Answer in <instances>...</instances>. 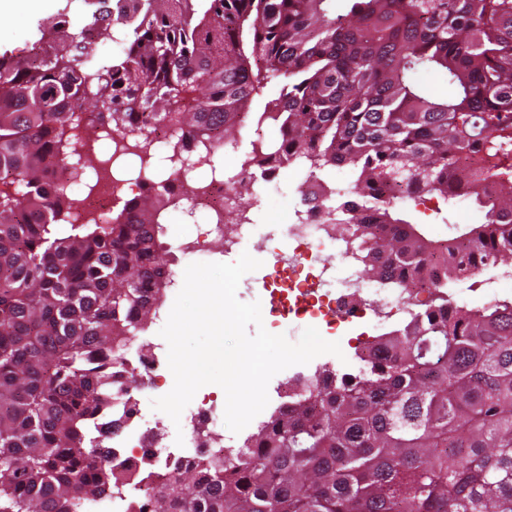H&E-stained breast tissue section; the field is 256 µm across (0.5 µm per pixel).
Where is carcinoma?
<instances>
[{"instance_id":"carcinoma-1","label":"carcinoma","mask_w":512,"mask_h":512,"mask_svg":"<svg viewBox=\"0 0 512 512\" xmlns=\"http://www.w3.org/2000/svg\"><path fill=\"white\" fill-rule=\"evenodd\" d=\"M333 2L98 0L80 32L48 18L36 52L0 55V512L112 491L92 458L117 364L170 283L160 217L185 196L147 189L78 224L76 145L106 125L145 152L164 125V174L187 172L182 136L214 150L257 97L278 136L243 166L352 168L336 221L363 273L430 298L354 370L296 381L242 448L177 473L159 512H512V303L442 294L512 260V0ZM426 69L451 96L428 95ZM401 184L486 222L429 239L380 195Z\"/></svg>"}]
</instances>
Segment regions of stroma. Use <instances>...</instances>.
Segmentation results:
<instances>
[{
	"instance_id": "stroma-1",
	"label": "stroma",
	"mask_w": 512,
	"mask_h": 512,
	"mask_svg": "<svg viewBox=\"0 0 512 512\" xmlns=\"http://www.w3.org/2000/svg\"><path fill=\"white\" fill-rule=\"evenodd\" d=\"M96 5L94 0H42L37 11L18 8L12 12L0 14V52H8L14 58L28 56L33 44L39 37V26L49 17H63L70 30H81L92 19ZM188 201H181L178 206L170 208L162 217L163 232L161 240L169 251L170 267L173 271L174 284L164 291L158 314L152 317L145 325L143 333L155 336L160 332L161 318L167 315L177 296V290L182 287L184 271L193 258L185 252V239L187 236L197 234L201 224L207 223L205 213L189 216ZM409 220L417 224L423 233L434 240L448 238L452 229H458L469 224L484 221L485 213L475 205L459 208L458 204H439L433 201L418 205L406 202L402 205ZM234 226H226L223 241L207 240L204 248L207 252L206 260L210 263H232L242 253H249L260 260L258 270L245 274L237 288L236 297L244 303L260 302L263 310V324L274 334H284L290 342H297L303 332L297 325L282 326L270 315L269 290L272 280L268 276L269 266L273 261L271 254L266 251L258 240L236 243ZM512 273V261L500 262L484 268L471 278L450 283L445 293L449 302L455 305L469 307H483V298L489 288L494 287L504 275ZM416 305L404 308H383L377 311H367L366 315L356 319L353 327L347 331L337 333L342 354L334 356L324 355L322 365L338 368L341 365L356 366L357 355L365 343L372 337L386 332L403 328L410 320L412 313L417 312Z\"/></svg>"
}]
</instances>
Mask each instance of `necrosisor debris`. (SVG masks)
Returning a JSON list of instances; mask_svg holds the SVG:
<instances>
[{"label": "necrosis or debris", "instance_id": "1", "mask_svg": "<svg viewBox=\"0 0 512 512\" xmlns=\"http://www.w3.org/2000/svg\"><path fill=\"white\" fill-rule=\"evenodd\" d=\"M111 163L99 159L98 176L81 190L80 211L107 216L114 203L119 180L110 172ZM270 197H283L285 213L270 224H238L239 238H261L282 244L283 265L276 272L281 296L272 306L282 318L292 321H318L326 328L345 326L358 318L367 301L386 307L392 297L381 289H371L362 297L363 277L350 262L336 234L327 230L329 217L325 202L300 204L296 194L281 196L279 189ZM168 348L157 341L154 353L141 356L139 341L127 344L122 365L123 377L135 378L137 387H121L112 395L125 417L108 433L109 444L101 455L112 465L119 480L103 498H88L82 512H138L147 502L148 487H160L178 471L190 468L215 451L217 437L223 436L224 403L213 399H193L180 425L182 444L159 445L153 435L155 413L151 407L153 388L168 369Z\"/></svg>", "mask_w": 512, "mask_h": 512}]
</instances>
